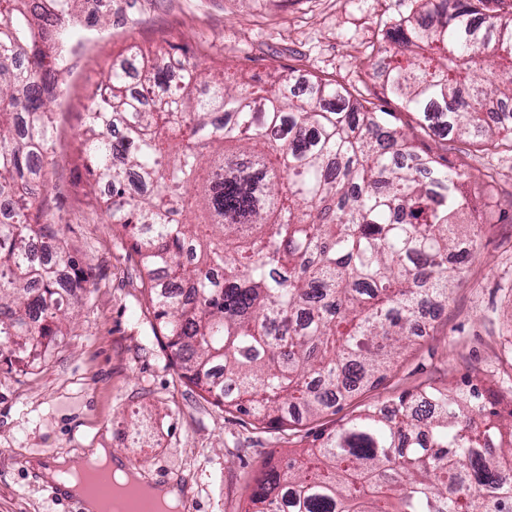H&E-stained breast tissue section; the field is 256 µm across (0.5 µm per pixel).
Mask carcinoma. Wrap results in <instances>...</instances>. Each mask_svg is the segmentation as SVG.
<instances>
[{
  "label": "carcinoma",
  "mask_w": 512,
  "mask_h": 512,
  "mask_svg": "<svg viewBox=\"0 0 512 512\" xmlns=\"http://www.w3.org/2000/svg\"><path fill=\"white\" fill-rule=\"evenodd\" d=\"M384 20L370 58L423 130L486 146L512 137V15L492 0H413ZM63 20L38 0H0V373H25L61 345L91 266L71 254L37 196L48 183L49 104ZM142 101L109 67L85 112L83 145L108 223L128 233L148 302L182 377L260 425L340 411L376 388L442 310L476 255L470 174L420 147L358 89L289 78L178 80L139 53ZM70 274L63 285L60 272ZM236 385L224 391V382ZM298 463L264 467L249 501L270 512H512V410L475 386H430L365 407Z\"/></svg>",
  "instance_id": "1"
}]
</instances>
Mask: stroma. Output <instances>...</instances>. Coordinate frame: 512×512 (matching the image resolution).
I'll use <instances>...</instances> for the list:
<instances>
[{"label": "stroma", "mask_w": 512, "mask_h": 512, "mask_svg": "<svg viewBox=\"0 0 512 512\" xmlns=\"http://www.w3.org/2000/svg\"><path fill=\"white\" fill-rule=\"evenodd\" d=\"M111 9L112 21L96 15ZM410 0H72L63 85L50 115V185L42 200L73 251L91 264L64 344L32 373L0 375V512H68L43 474L46 456L89 458L109 448L150 481L187 488L185 512H245L267 459L317 445L364 405L421 386L473 384L512 408V146L425 133L386 97L380 79L366 93L394 112L421 146L472 176L485 224L478 254L399 366L377 388L334 414L292 429L261 426L225 411L182 378L147 303L130 240L108 224L89 192L80 133L90 98L126 47L181 57L201 42L204 64H231L245 78L299 71L348 85L367 64L382 17H407ZM142 427L143 447L130 445Z\"/></svg>", "instance_id": "35a3bbf8"}]
</instances>
